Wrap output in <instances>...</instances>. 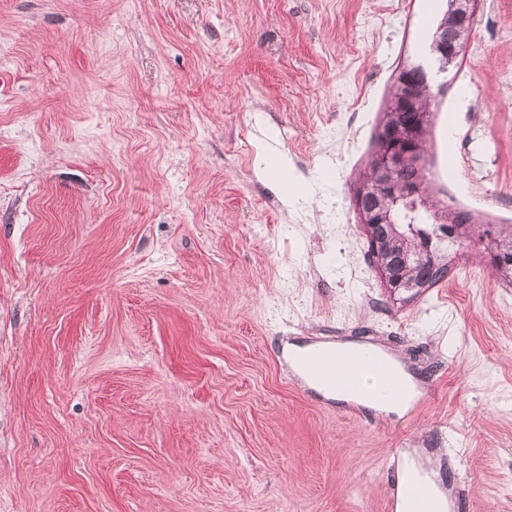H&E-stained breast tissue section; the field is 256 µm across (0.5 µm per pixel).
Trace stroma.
Returning a JSON list of instances; mask_svg holds the SVG:
<instances>
[{"mask_svg": "<svg viewBox=\"0 0 512 512\" xmlns=\"http://www.w3.org/2000/svg\"><path fill=\"white\" fill-rule=\"evenodd\" d=\"M447 7L0 0V512H387L397 448L512 512V285L475 238L393 301L352 200ZM439 82L431 194L512 224V0ZM322 336L427 392L373 427L328 407L275 357ZM258 174L264 179L288 182L290 184L288 158L281 154V156H278L277 161L272 163L269 160V154L261 155Z\"/></svg>", "mask_w": 512, "mask_h": 512, "instance_id": "35a3bbf8", "label": "stroma"}]
</instances>
